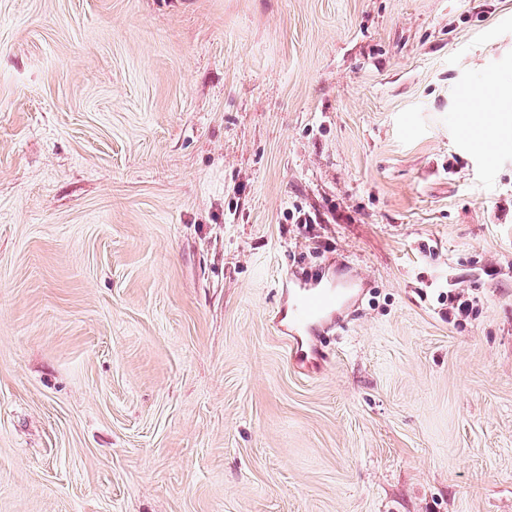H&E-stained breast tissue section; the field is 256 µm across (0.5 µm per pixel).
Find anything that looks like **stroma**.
<instances>
[{"mask_svg":"<svg viewBox=\"0 0 512 512\" xmlns=\"http://www.w3.org/2000/svg\"><path fill=\"white\" fill-rule=\"evenodd\" d=\"M0 512H512V0H0ZM296 273L293 287L290 281H281L280 308L273 323L289 342L290 358L301 364L307 359V353L302 350L300 336H305L317 323L325 324L328 329L334 328L340 317L324 318V313L338 303L336 288H318L323 279L319 271Z\"/></svg>","mask_w":512,"mask_h":512,"instance_id":"obj_1","label":"stroma"}]
</instances>
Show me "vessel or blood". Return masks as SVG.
I'll list each match as a JSON object with an SVG mask.
<instances>
[{"mask_svg": "<svg viewBox=\"0 0 512 512\" xmlns=\"http://www.w3.org/2000/svg\"><path fill=\"white\" fill-rule=\"evenodd\" d=\"M322 276L316 271L297 273L295 282H282L280 308L273 323L290 347V357L298 364L304 363L307 354L302 349V336L317 323L334 328V321L325 320L324 314L338 302L335 289L321 285Z\"/></svg>", "mask_w": 512, "mask_h": 512, "instance_id": "1", "label": "vessel or blood"}]
</instances>
